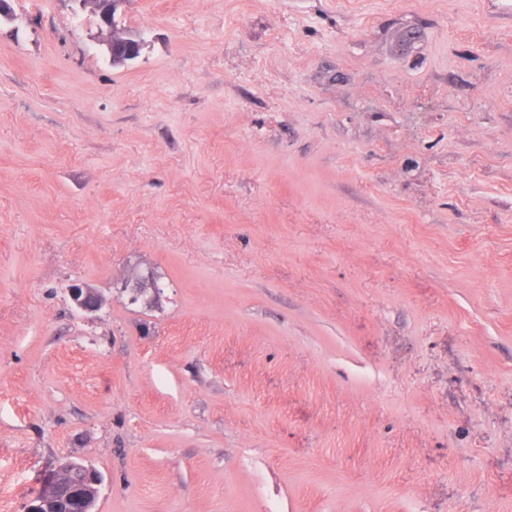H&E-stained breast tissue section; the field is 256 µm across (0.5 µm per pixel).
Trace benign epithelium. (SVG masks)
I'll list each match as a JSON object with an SVG mask.
<instances>
[{
  "instance_id": "1",
  "label": "benign epithelium",
  "mask_w": 512,
  "mask_h": 512,
  "mask_svg": "<svg viewBox=\"0 0 512 512\" xmlns=\"http://www.w3.org/2000/svg\"><path fill=\"white\" fill-rule=\"evenodd\" d=\"M82 14L99 18L95 23L96 43L124 45V54L138 55L145 41L138 35L127 39L128 32L119 28L117 13L125 0H76ZM77 310L92 318L99 317L104 307L102 297L87 284L74 281L66 288ZM101 476L92 467L74 462L58 466L53 478L26 505V512H95Z\"/></svg>"
}]
</instances>
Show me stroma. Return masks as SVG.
<instances>
[{
  "label": "stroma",
  "instance_id": "obj_1",
  "mask_svg": "<svg viewBox=\"0 0 512 512\" xmlns=\"http://www.w3.org/2000/svg\"><path fill=\"white\" fill-rule=\"evenodd\" d=\"M13 7L0 512H512V0ZM78 2L79 9L82 14L87 17H98L99 21H94L95 27L97 29V33L94 38H96V43L98 45H121L123 44L125 47L124 56L126 55H140L142 49L145 46V41L139 36H133L134 40H129L127 37L130 33L124 31L119 28V23L117 21V13L120 5L125 2V0H73ZM107 1V2H104ZM107 9V17H104L103 12L106 7ZM101 25L104 28H101ZM66 292L77 310L92 318H99L105 303L93 288L84 282L74 281L68 285ZM101 476L91 466L65 462L26 505V512H95Z\"/></svg>",
  "mask_w": 512,
  "mask_h": 512
}]
</instances>
